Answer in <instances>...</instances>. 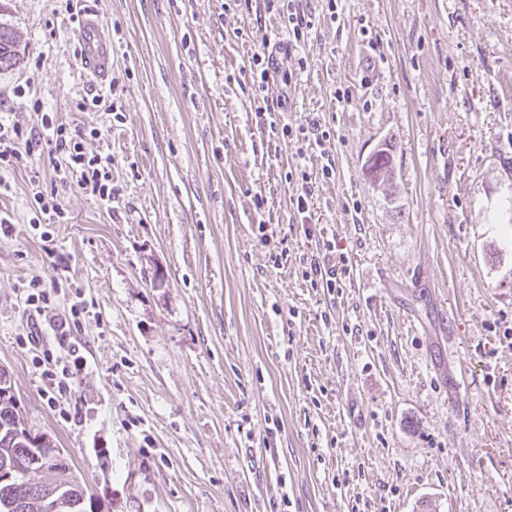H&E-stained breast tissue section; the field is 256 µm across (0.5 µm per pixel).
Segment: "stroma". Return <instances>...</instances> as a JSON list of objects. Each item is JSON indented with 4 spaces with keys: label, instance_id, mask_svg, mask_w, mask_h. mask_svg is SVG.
I'll use <instances>...</instances> for the list:
<instances>
[{
    "label": "stroma",
    "instance_id": "35a3bbf8",
    "mask_svg": "<svg viewBox=\"0 0 512 512\" xmlns=\"http://www.w3.org/2000/svg\"><path fill=\"white\" fill-rule=\"evenodd\" d=\"M306 3L315 26L269 89V122L330 128L301 151L253 112L248 61L277 16L0 0L19 53L0 117L31 127L41 103L112 156L108 206L55 185L38 148L0 193V367L99 512H512V0H344L335 19ZM73 12L97 14L107 77L83 68ZM390 140L377 187L365 163ZM298 164L316 179L304 217ZM34 175L63 213L52 258ZM327 241L350 268L332 294L302 277ZM55 263L72 282L57 310L91 304L70 422L20 343V285Z\"/></svg>",
    "mask_w": 512,
    "mask_h": 512
}]
</instances>
